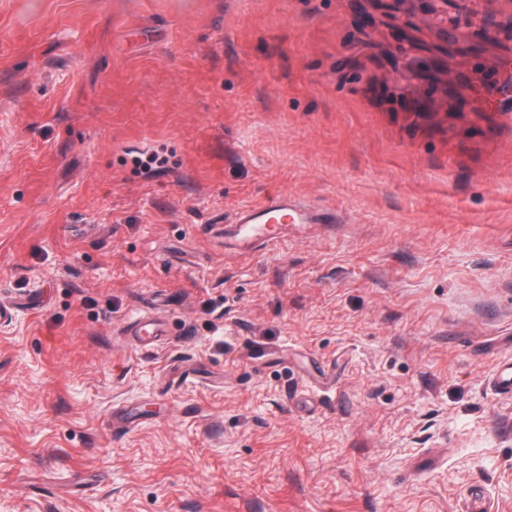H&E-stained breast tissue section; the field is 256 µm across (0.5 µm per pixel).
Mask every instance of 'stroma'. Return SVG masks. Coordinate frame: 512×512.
<instances>
[{
  "mask_svg": "<svg viewBox=\"0 0 512 512\" xmlns=\"http://www.w3.org/2000/svg\"><path fill=\"white\" fill-rule=\"evenodd\" d=\"M511 8L0 0V512H512ZM480 35L488 39H498L500 34H504L512 43V8L499 18L495 15H489L482 19L480 24ZM305 212L287 195H276L238 213L237 224H296ZM489 384L497 395L512 398V361L500 363L489 378Z\"/></svg>",
  "mask_w": 512,
  "mask_h": 512,
  "instance_id": "35a3bbf8",
  "label": "stroma"
}]
</instances>
